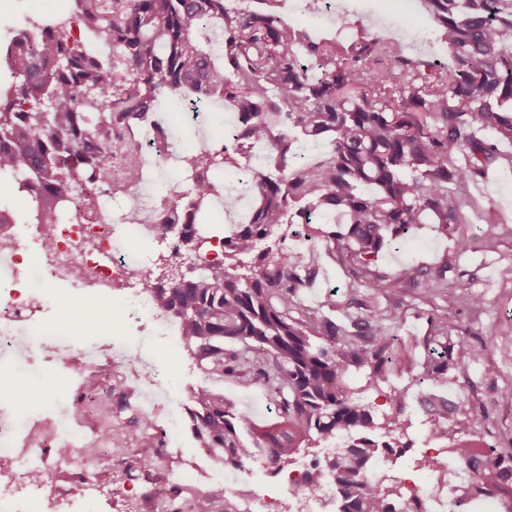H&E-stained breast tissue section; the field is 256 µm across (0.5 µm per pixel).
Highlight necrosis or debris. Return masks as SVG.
<instances>
[{
  "mask_svg": "<svg viewBox=\"0 0 512 512\" xmlns=\"http://www.w3.org/2000/svg\"><path fill=\"white\" fill-rule=\"evenodd\" d=\"M153 182L152 171L140 169L137 185L142 192L134 211L112 220L106 217L110 205L103 194L91 222L67 214L57 223L32 229L0 224V237L12 243L0 251V388L14 384L16 368L41 358L56 360L85 380L94 373L95 336H82L77 345L66 336L49 339L38 314L45 304L59 300L55 284L60 280L76 290L85 289L90 278L104 287L121 284L131 293L143 285L140 260L119 252L114 239H142L144 216L157 208L148 190ZM85 420L78 393L66 411L35 412L10 401L0 403V512H88L104 483L98 473L74 464V449L100 443ZM428 455L446 464V482L428 476L419 482L401 480L404 500L421 504L424 512H466L457 491L459 483L471 481L470 471L449 461L447 449L433 448ZM311 469V464H302L262 489L234 482L229 491L236 512H280L285 499L292 502L290 512H337L335 478L312 486L307 480Z\"/></svg>",
  "mask_w": 512,
  "mask_h": 512,
  "instance_id": "1",
  "label": "necrosis or debris"
}]
</instances>
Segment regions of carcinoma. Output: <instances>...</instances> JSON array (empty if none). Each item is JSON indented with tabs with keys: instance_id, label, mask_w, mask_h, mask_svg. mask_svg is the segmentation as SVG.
<instances>
[{
	"instance_id": "1",
	"label": "carcinoma",
	"mask_w": 512,
	"mask_h": 512,
	"mask_svg": "<svg viewBox=\"0 0 512 512\" xmlns=\"http://www.w3.org/2000/svg\"><path fill=\"white\" fill-rule=\"evenodd\" d=\"M78 21L124 58L119 80L103 59L78 40L68 41L51 23L31 31L10 16L0 28L14 36L0 54L12 83L0 89V172H20L23 199L34 198L29 220L52 224L75 205L92 215L95 197L112 185V159L124 141L113 131L143 121L163 93L195 104L221 99L235 116L233 137L218 148L184 153L192 182L169 204L203 210L215 189L213 172L242 168L248 146L271 142L265 171L253 174L249 221L224 235V261L203 275H183L171 284L145 279L152 301L179 318L185 346L208 376L248 378L262 386L275 418L253 423L229 407L224 395L200 386L188 415L203 448L218 449L224 465L240 467L262 458L281 469L303 446L322 445L340 433L351 446L322 466L314 462L312 485L336 477L339 512H385L398 487L366 489L365 469L378 456L382 438L406 428L404 394H389L391 413L377 416L343 384L349 368H368L366 387L388 369L406 365L414 348L390 335L396 310L372 311L348 325L323 307H306L301 292L315 269L304 252L270 258L259 244L285 224H342L331 233L340 249L353 251L361 277L375 295L395 280L371 269L378 254L429 220L442 233L463 216L449 194L464 195L501 159L496 143L512 141V0H422L439 24L451 64L407 54L381 37L346 44L288 22L278 0H74ZM267 5L253 10L250 4ZM319 66L310 76L303 62ZM331 137L329 156L300 161L298 143ZM126 142V141H124ZM127 149L135 144L126 142ZM178 231L183 249L203 237ZM252 257L246 273L226 261ZM447 266L420 282L422 293L441 291ZM428 329L418 381L441 382L448 370L465 372L475 359L471 345L453 335L449 316L425 313ZM242 344L224 349V342ZM421 403L428 421L448 419L454 402L433 393ZM453 425L465 439L456 455L474 475L477 492L512 499V452L484 450L470 438L467 419ZM130 442L135 459L158 452L148 421ZM247 430L252 446L241 440Z\"/></svg>"
}]
</instances>
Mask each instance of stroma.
<instances>
[{"mask_svg": "<svg viewBox=\"0 0 512 512\" xmlns=\"http://www.w3.org/2000/svg\"><path fill=\"white\" fill-rule=\"evenodd\" d=\"M336 3L348 22L346 38L382 35L386 24L400 33L405 30L398 0ZM0 13L24 16L30 25L49 19L66 24L75 17L73 0H0ZM498 149L504 162L494 166L486 180L472 187L468 195L457 199L463 223L449 225L444 235L434 225H418L411 233L412 245L398 244L380 254L376 269L396 280L390 295L370 297L355 277L352 264L340 258L334 240L308 241L290 236L282 242L269 239L268 245L276 250L310 253L318 274L302 299L306 305L316 306L327 297H335L332 317L337 323H350L369 309L396 307L404 314L405 322L395 328V335L415 342L426 334L425 312L449 314L458 336L472 346L476 358L465 373L449 372L437 391L458 401L459 417L477 419L478 439L504 450L512 448V408L502 410L493 407L492 402L502 388H512V281L503 280L499 274L502 266L512 264V142H500ZM490 221L501 228L492 243L484 238V227ZM460 240L465 241V248H457ZM442 266L447 269L442 285L456 293V300L447 301L445 295L422 299L421 279L434 276ZM472 294L483 297L481 307L470 305L468 297ZM99 307L116 314L117 319L111 332L99 339L98 386L104 390L118 385L125 388L122 404L112 410V445L128 447L132 422L143 415L150 418L153 433L165 446L160 467L149 470L134 462L125 475L119 476L127 493H150L171 472L196 461L198 444L187 414L193 388L209 386L256 423L273 417L274 406L259 385L234 377L206 376L189 349L172 355L167 342L149 329L153 304L148 294L123 293L115 299L105 293L99 298ZM150 372L155 373L157 385L146 383L144 376ZM366 376V369L352 368L345 380L351 388L363 391L365 399L380 414L390 410L386 396L391 388L405 390L404 418L410 425L407 437L414 453L428 451L431 443L419 403L421 395L428 392V385L418 382L415 370L402 365L390 369L386 382L377 390H365ZM81 383V378L59 364L44 361L19 373L16 386L21 393L15 402L28 409H40L45 392L53 390L57 393L54 405L61 408L70 390Z\"/></svg>", "mask_w": 512, "mask_h": 512, "instance_id": "1", "label": "stroma"}]
</instances>
